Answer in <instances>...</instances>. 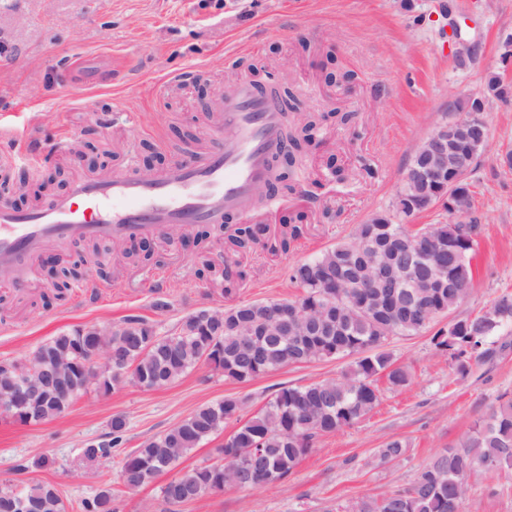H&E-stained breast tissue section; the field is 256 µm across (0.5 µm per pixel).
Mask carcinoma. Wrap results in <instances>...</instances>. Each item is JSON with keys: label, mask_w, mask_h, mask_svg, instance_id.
I'll list each match as a JSON object with an SVG mask.
<instances>
[{"label": "carcinoma", "mask_w": 512, "mask_h": 512, "mask_svg": "<svg viewBox=\"0 0 512 512\" xmlns=\"http://www.w3.org/2000/svg\"><path fill=\"white\" fill-rule=\"evenodd\" d=\"M468 187L456 171L436 181L424 179L419 186L399 191L397 217L407 220L450 192L466 193ZM420 232L424 238L417 243L406 225L377 214L355 228L354 240L363 246V257L353 255V244L338 243L293 268L291 280L300 288L296 298L231 305L222 309L219 322L205 321L199 310L167 335L140 318L112 326L110 336H93L86 327L61 332L32 353L33 368L28 370L29 378L38 380L39 367L57 363L58 382L34 402L15 399L19 362L0 361V397L9 400L15 422L28 425L61 415L90 385L107 391L126 383L160 389L200 364L232 381L249 383L286 365L353 358L338 378L280 388L246 421L244 399L228 397L204 405L178 426L123 452L122 458V469L130 474L124 487L132 491L169 471L189 450L234 422L237 428L224 440L220 460L162 487L163 501L171 503L174 491L189 501L226 487L247 491L264 485L256 474L265 471L286 477L319 437L352 426L374 409L379 401L377 376L384 375L394 388L408 384L410 373L395 365L387 341L429 329L468 294L461 284L472 281L476 242L465 237L463 225L427 224ZM407 249L420 250L432 264L422 272L431 285H422L418 292L405 285L369 287L377 266ZM278 305L304 316L279 322L272 314ZM509 323L512 294H503L488 309L437 330L431 343L448 353L457 372L465 376L472 362L492 356L495 338ZM99 343L111 346L112 356L123 359L120 378L107 369L87 377L84 360ZM125 429V418L113 417L112 446L89 444L82 449L83 458L98 462L112 457L123 443ZM404 454L400 440L380 450L385 461H398ZM479 463L489 472L512 476V397L499 398L461 446L432 457L408 487L379 499H352L339 505L340 512H462L475 476L472 468ZM116 500L115 491L104 487L82 499L78 512H117ZM0 512H65V505L51 484L9 485L0 487Z\"/></svg>", "instance_id": "obj_1"}]
</instances>
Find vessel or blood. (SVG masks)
Segmentation results:
<instances>
[{"label":"vessel or blood","mask_w":512,"mask_h":512,"mask_svg":"<svg viewBox=\"0 0 512 512\" xmlns=\"http://www.w3.org/2000/svg\"><path fill=\"white\" fill-rule=\"evenodd\" d=\"M216 111L234 138L223 148L142 179L131 169L107 177L73 180L66 193L20 211L0 204V268L22 278L42 252L75 240H123L155 234L169 225L221 226L245 216L253 190L265 182L273 158L284 148L278 105L248 81L217 97ZM59 134L34 146L29 157L39 168L45 155L67 152Z\"/></svg>","instance_id":"obj_1"}]
</instances>
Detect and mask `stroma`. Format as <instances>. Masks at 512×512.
Returning a JSON list of instances; mask_svg holds the SVG:
<instances>
[{"mask_svg": "<svg viewBox=\"0 0 512 512\" xmlns=\"http://www.w3.org/2000/svg\"><path fill=\"white\" fill-rule=\"evenodd\" d=\"M511 34L512 0H0V135L47 140L63 131L72 146L40 170H8L10 180L28 185L14 198L16 209L41 204L39 186L55 170L69 181L91 174L72 154L86 142L111 150L112 171L148 165L159 171L219 148L224 135L198 100L202 82L215 93L242 79L289 87L299 111L329 116L291 174L293 191L263 199L251 216L261 232L247 251L234 252L229 235L215 228L200 253L177 235L149 236L153 256L144 263L124 260L121 241H104L99 264L86 268L62 301L49 297L41 267L20 291L0 273V360L29 358L76 327L140 317L165 333L200 309L298 295L293 266L352 241L356 225L374 215L394 217L415 149L455 118L460 99H483L489 128L488 145L467 176L484 231L470 293L436 325L512 293V169L501 161L512 151V101L485 90L488 74L506 68L503 41ZM456 38L476 47L463 65L454 56ZM331 64L354 72L349 85L327 82ZM193 68L199 75L189 83L164 85L167 75ZM68 76L70 96L63 92ZM339 110L351 113L348 123L333 120ZM185 131L193 133L191 142L179 140ZM332 159L347 172L345 182L328 169ZM298 212L307 217L302 233L281 250L284 225ZM230 252L239 275L227 296L199 269L204 257L223 267ZM430 338L427 331L393 337L388 349L409 370V385L394 390L379 378L378 405L355 425L319 438L286 480L207 494L178 512H336L349 499L406 487L433 454L465 441L498 396L512 394V325L502 329L495 354L473 363L464 377ZM349 365L346 358L293 364L249 383L199 366L157 390L130 384L106 395L89 390L47 422L23 426L0 416V483L53 484L66 512H77L81 499L106 485L121 493L119 512H164L168 474L129 494L120 458L83 461L85 446L110 442L113 416L126 419L124 448H136L203 405L239 397L251 416L279 387L333 378ZM394 439L406 446L403 458L382 461L380 448ZM43 457L48 465H40ZM464 512H512V482L481 475Z\"/></svg>", "mask_w": 512, "mask_h": 512, "instance_id": "stroma-1", "label": "stroma"}]
</instances>
